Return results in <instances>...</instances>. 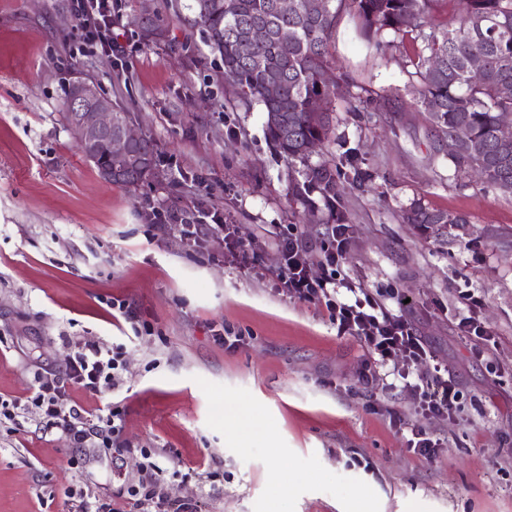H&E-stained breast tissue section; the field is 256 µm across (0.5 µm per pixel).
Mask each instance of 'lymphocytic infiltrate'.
<instances>
[{
	"instance_id": "f902f5d3",
	"label": "lymphocytic infiltrate",
	"mask_w": 512,
	"mask_h": 512,
	"mask_svg": "<svg viewBox=\"0 0 512 512\" xmlns=\"http://www.w3.org/2000/svg\"><path fill=\"white\" fill-rule=\"evenodd\" d=\"M112 0H75L74 13L79 28L102 47L115 50L119 43L113 31ZM176 232L190 243L197 242L206 232L223 236L226 251L239 257L240 266L254 271L258 265L245 247L234 238L223 215L201 212L179 218ZM349 241V227L331 225L326 241L320 246L322 275L310 272L309 244L296 235H288L279 242L283 266L277 276L278 290L289 297L324 308L342 335L358 337L374 361L387 364L395 355H403L407 370L401 378H409L413 368L429 366L432 377H420L413 388L420 397L419 411L423 417L450 414L459 391L456 384L441 377L440 366L423 337L417 336L403 316L393 313L381 300L366 289L354 286L338 275ZM72 353L63 376L35 372V392L30 400L0 403V419L20 424L28 415H35L43 430L56 434L69 448L85 447L91 439H98L101 447L121 456L130 452L123 438V420L119 408L108 415L89 422L85 411L71 398L75 389L98 395L116 389L126 369L123 346L105 348L94 340L76 338L71 342ZM161 467L156 462L140 465L137 480L127 493L135 502L137 512H199L197 503L171 496L161 483Z\"/></svg>"
}]
</instances>
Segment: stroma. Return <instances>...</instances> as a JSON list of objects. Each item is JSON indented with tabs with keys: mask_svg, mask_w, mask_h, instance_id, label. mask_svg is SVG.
I'll list each match as a JSON object with an SVG mask.
<instances>
[{
	"mask_svg": "<svg viewBox=\"0 0 512 512\" xmlns=\"http://www.w3.org/2000/svg\"><path fill=\"white\" fill-rule=\"evenodd\" d=\"M117 2L116 55L74 26L72 0H0V398L32 397L34 368L62 373L69 338L124 345L120 389L73 397L92 414L119 407L135 451L116 480L111 453L65 447L33 419L2 421L0 512H78L123 490L145 450L171 494L202 512H346L365 493L383 512H512V194L450 164L417 104L419 42L366 40L342 16L337 143L308 163L332 159L342 172V276L401 310L460 391L451 415L430 420L393 373L402 357L377 366L325 312L274 288L280 238L318 244L332 220L318 192L308 206L292 197L308 163L275 150L262 106L238 105L216 82L222 63L191 25L190 0ZM145 8L166 18L165 42L132 40ZM79 78L153 141L155 181L110 184L85 159L63 118ZM416 199L468 221L421 232L402 219ZM196 209L222 211L267 278L244 273L218 238L189 247L148 219ZM469 292L489 342L458 328ZM110 298L128 301L138 324L113 317ZM227 329L238 349L217 341ZM415 427L438 439L434 457L409 451ZM277 460L291 468L278 487Z\"/></svg>",
	"mask_w": 512,
	"mask_h": 512,
	"instance_id": "obj_1",
	"label": "stroma"
}]
</instances>
